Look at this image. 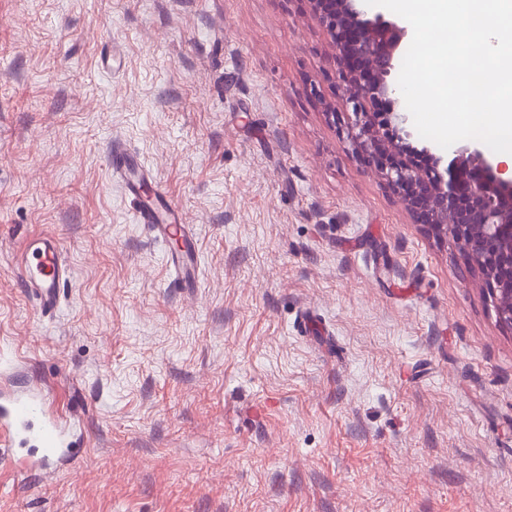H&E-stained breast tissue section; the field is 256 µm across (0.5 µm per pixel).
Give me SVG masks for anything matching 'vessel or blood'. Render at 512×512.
Here are the masks:
<instances>
[{"mask_svg": "<svg viewBox=\"0 0 512 512\" xmlns=\"http://www.w3.org/2000/svg\"><path fill=\"white\" fill-rule=\"evenodd\" d=\"M107 161L117 175L128 176L127 191L130 197H138L149 171L123 152L109 154ZM138 219L154 236L184 243L189 240L190 230L168 196L157 197L154 205L139 206ZM17 268L25 286L36 295L41 310L53 313L69 279L58 238L50 233L30 238L19 256ZM22 431L41 449L39 461L44 470H51L56 450L65 436L62 420L47 415L42 402L32 396H17L0 403V432L13 439Z\"/></svg>", "mask_w": 512, "mask_h": 512, "instance_id": "b4317fda", "label": "vessel or blood"}]
</instances>
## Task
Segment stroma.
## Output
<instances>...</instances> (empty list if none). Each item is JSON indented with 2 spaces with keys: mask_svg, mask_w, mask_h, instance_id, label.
I'll return each instance as SVG.
<instances>
[{
  "mask_svg": "<svg viewBox=\"0 0 512 512\" xmlns=\"http://www.w3.org/2000/svg\"><path fill=\"white\" fill-rule=\"evenodd\" d=\"M339 70L306 0H0V390L72 417L55 473L0 455V512H512V329L359 155ZM112 170L119 176L130 174L127 182V191L132 201L137 200L141 182L150 177L149 170L142 169V166L133 160L132 156L123 152L110 153L107 158ZM138 219L140 224H146L150 232L155 237L167 240L175 239L187 243L194 253L195 243L189 238L190 230L186 224H183L182 215L173 202L161 193L156 198L154 206H137ZM192 254L187 256L170 255L168 263L184 278L183 273L187 272L192 258ZM17 268L25 286L36 295L41 310L49 315L53 313L69 281L58 238L50 233L30 238L19 256Z\"/></svg>",
  "mask_w": 512,
  "mask_h": 512,
  "instance_id": "35a3bbf8",
  "label": "stroma"
}]
</instances>
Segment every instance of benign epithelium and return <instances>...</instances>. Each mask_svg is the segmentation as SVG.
Returning a JSON list of instances; mask_svg holds the SVG:
<instances>
[{
	"instance_id": "7a95c632",
	"label": "benign epithelium",
	"mask_w": 512,
	"mask_h": 512,
	"mask_svg": "<svg viewBox=\"0 0 512 512\" xmlns=\"http://www.w3.org/2000/svg\"><path fill=\"white\" fill-rule=\"evenodd\" d=\"M343 65L354 115L353 142L372 157L415 222L451 235L477 269L499 324L512 329V179L475 144L449 161L410 143L409 117L390 76L402 64L408 31L363 0H306Z\"/></svg>"
}]
</instances>
